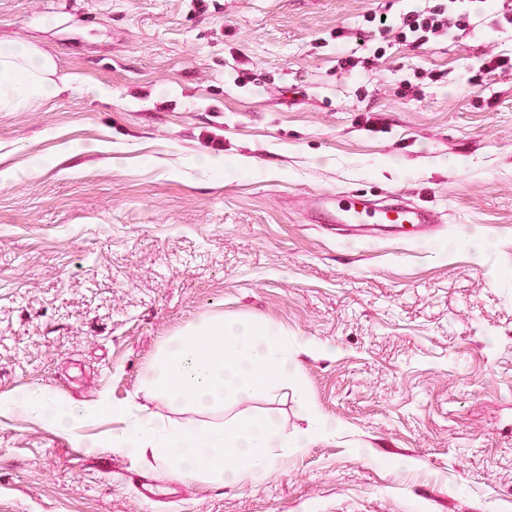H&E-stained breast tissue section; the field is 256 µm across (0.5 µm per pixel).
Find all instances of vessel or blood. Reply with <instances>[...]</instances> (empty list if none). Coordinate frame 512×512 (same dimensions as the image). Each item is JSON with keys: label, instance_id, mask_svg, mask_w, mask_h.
Here are the masks:
<instances>
[{"label": "vessel or blood", "instance_id": "b4317fda", "mask_svg": "<svg viewBox=\"0 0 512 512\" xmlns=\"http://www.w3.org/2000/svg\"><path fill=\"white\" fill-rule=\"evenodd\" d=\"M308 202L325 216L327 223L346 227L351 238L392 236L416 240L423 225L435 221L429 211L418 206L389 203L378 207L351 192L313 194Z\"/></svg>", "mask_w": 512, "mask_h": 512}]
</instances>
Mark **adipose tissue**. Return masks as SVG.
Masks as SVG:
<instances>
[{
  "mask_svg": "<svg viewBox=\"0 0 512 512\" xmlns=\"http://www.w3.org/2000/svg\"><path fill=\"white\" fill-rule=\"evenodd\" d=\"M54 60L23 42L0 45V111L20 109L58 93ZM301 339L249 320L218 319L167 340L143 387L154 398L198 412L224 404L225 394L248 397L267 377L295 373L289 348Z\"/></svg>",
  "mask_w": 512,
  "mask_h": 512,
  "instance_id": "obj_1",
  "label": "adipose tissue"
}]
</instances>
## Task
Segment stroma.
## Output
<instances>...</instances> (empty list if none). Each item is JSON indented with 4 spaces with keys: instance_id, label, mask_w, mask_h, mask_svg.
Instances as JSON below:
<instances>
[{
    "instance_id": "1",
    "label": "stroma",
    "mask_w": 512,
    "mask_h": 512,
    "mask_svg": "<svg viewBox=\"0 0 512 512\" xmlns=\"http://www.w3.org/2000/svg\"><path fill=\"white\" fill-rule=\"evenodd\" d=\"M432 2L0 0V43L65 86L0 112V396L291 432L305 400L336 421L217 488L0 414V512H512V72H479L512 28L486 11L459 40L371 38L366 14ZM336 191L428 206L439 229L343 240L301 203ZM220 318L313 349L205 415L147 395L164 341ZM143 477L172 498L143 501Z\"/></svg>"
}]
</instances>
